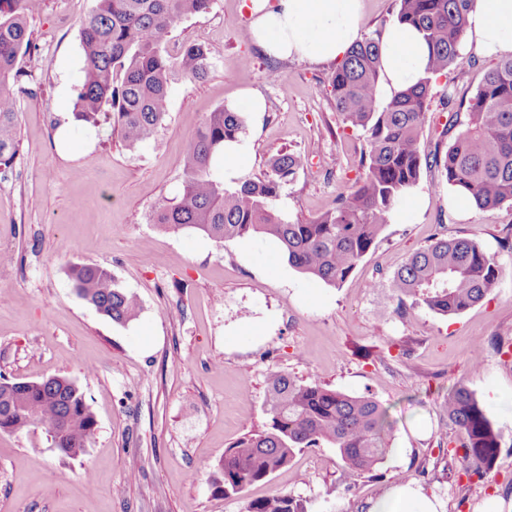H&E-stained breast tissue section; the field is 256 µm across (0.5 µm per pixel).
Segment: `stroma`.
<instances>
[{
  "instance_id": "35a3bbf8",
  "label": "stroma",
  "mask_w": 512,
  "mask_h": 512,
  "mask_svg": "<svg viewBox=\"0 0 512 512\" xmlns=\"http://www.w3.org/2000/svg\"><path fill=\"white\" fill-rule=\"evenodd\" d=\"M93 0H42L29 17L38 46L22 59L35 96L18 99L20 155L0 170V374L71 379L97 425L84 455L51 448L41 429L0 432V512H245L249 500L288 494L302 512H362L397 474L437 496L446 512H478L488 497H512V205L455 207L436 167L421 170L419 215L387 224L377 247L342 287L310 279L252 237L250 257L234 240L172 231L152 222L184 180L186 142L208 113L243 90L266 109L246 113L251 162L262 176L283 152L307 166L286 185L279 209L312 219L363 175L361 133L345 128L330 94L333 64L270 61L249 40L244 0H215L181 20L165 45L177 54L205 45L209 76L173 80L154 141L127 147L110 126L73 118L83 76L80 21ZM492 58L461 46L452 75L467 102ZM277 66L281 79L265 74ZM468 238L494 255L496 288L462 314H399L387 279L433 236ZM77 263L108 269L140 303L117 324L71 288ZM275 313V328L228 348L231 326ZM277 369L389 407L396 424L379 478L346 490L335 448L297 452L245 494L213 486L225 448L264 430L267 373ZM464 384L503 434L502 452L479 481L438 447L456 438L441 410Z\"/></svg>"
}]
</instances>
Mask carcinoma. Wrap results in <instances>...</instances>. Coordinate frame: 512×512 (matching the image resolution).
I'll list each match as a JSON object with an SVG mask.
<instances>
[{
    "instance_id": "cac0c4a2",
    "label": "carcinoma",
    "mask_w": 512,
    "mask_h": 512,
    "mask_svg": "<svg viewBox=\"0 0 512 512\" xmlns=\"http://www.w3.org/2000/svg\"><path fill=\"white\" fill-rule=\"evenodd\" d=\"M215 0H95L80 25L83 80L74 118L94 126L113 122L131 148L151 140L165 119L171 78L178 72L196 81L211 68L205 46L189 43L181 53H165L175 24L208 12ZM475 0H397L394 20L416 27L429 48L425 78L379 102L381 53L378 38L366 34L337 63L330 94L342 124L362 132L364 175L335 206L314 219L290 218L277 207L283 188L306 167L299 153L269 161L261 177L245 178L234 188L215 176L213 159L224 142L246 134L238 112L220 108L204 119L187 141L180 195L159 206L152 222L179 231L193 229L216 242L263 236L279 241L288 264L332 287H341L357 264L378 244L390 213L406 191L419 185L423 158L418 140L440 78L454 101L451 68L459 56L467 17ZM29 0H0V169L13 166L20 152L15 92L35 95L21 84V56L34 53L27 17ZM432 163L451 187L465 189L481 209L512 203V53L488 69L465 107L462 129ZM502 270L477 242L436 237L413 252L389 280L398 308L459 315L480 303L497 285ZM74 292L113 322L133 319L139 303L118 287L112 273L92 264L71 268ZM442 411L457 431L453 456L464 474L482 479L502 448V432L489 411L463 384L448 390ZM267 428L248 434L224 450L216 491L239 495L288 464L304 448H336L352 488L373 472L391 450L393 421L389 409L367 397L304 382L280 370L268 375ZM11 432L31 427L56 435L53 448L63 456L86 451L96 421L83 394L65 377L20 388L0 384V419ZM246 512H301L290 495L247 502Z\"/></svg>"
}]
</instances>
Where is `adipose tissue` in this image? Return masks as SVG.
Listing matches in <instances>:
<instances>
[{
    "mask_svg": "<svg viewBox=\"0 0 512 512\" xmlns=\"http://www.w3.org/2000/svg\"><path fill=\"white\" fill-rule=\"evenodd\" d=\"M249 38L263 53L312 64L341 60L359 39L364 0H250ZM468 45L495 57L512 52V0H476L467 18ZM381 97L426 75L429 50L413 26L390 23L379 36ZM366 512H444L442 502L411 483H396L370 501Z\"/></svg>",
    "mask_w": 512,
    "mask_h": 512,
    "instance_id": "ef3b65f1",
    "label": "adipose tissue"
}]
</instances>
